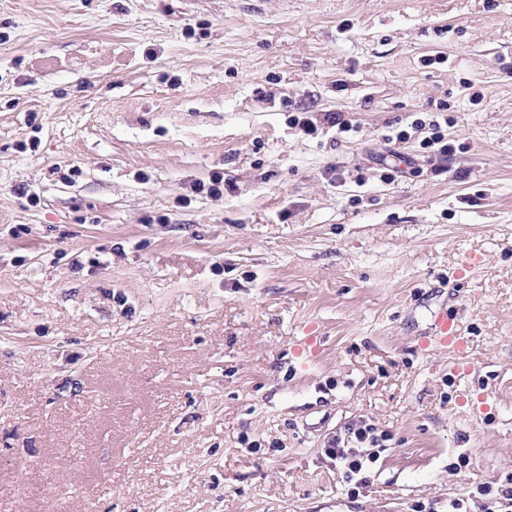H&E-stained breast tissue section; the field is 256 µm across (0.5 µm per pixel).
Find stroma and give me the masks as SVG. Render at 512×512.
<instances>
[{
    "label": "stroma",
    "instance_id": "obj_1",
    "mask_svg": "<svg viewBox=\"0 0 512 512\" xmlns=\"http://www.w3.org/2000/svg\"><path fill=\"white\" fill-rule=\"evenodd\" d=\"M510 467L512 0H0V512H448ZM428 129L431 131L430 135L421 140V148L426 150L425 152L431 153L432 157L441 158L448 156V144H443L439 148L434 149L435 145L442 143L445 139L440 123L436 120H431L428 123ZM434 338L437 343L448 349H462L465 343L459 324L448 319V313H441L435 319ZM353 436H349L345 443L353 444L350 448H342V440L339 437L332 440L325 450L326 456L336 461V468L340 478L349 485L351 495L359 494L361 490L369 487L373 467L381 457V453L387 450L383 441L388 440L385 434H376V429L371 424L360 425L350 429Z\"/></svg>",
    "mask_w": 512,
    "mask_h": 512
}]
</instances>
